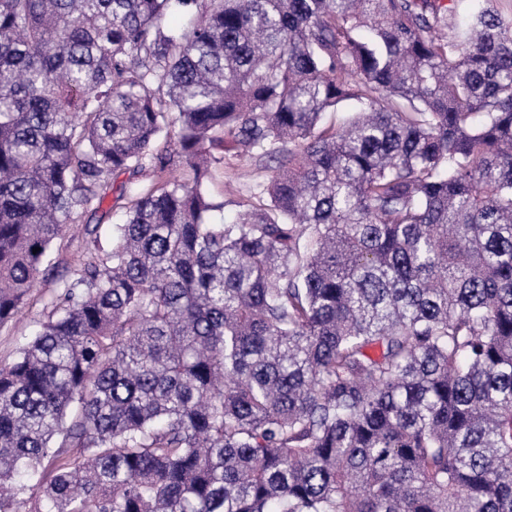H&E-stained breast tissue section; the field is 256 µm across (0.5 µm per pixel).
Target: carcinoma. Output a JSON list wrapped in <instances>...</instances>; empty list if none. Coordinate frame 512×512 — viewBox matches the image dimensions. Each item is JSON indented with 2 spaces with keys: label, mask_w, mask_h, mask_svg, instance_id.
I'll return each instance as SVG.
<instances>
[{
  "label": "carcinoma",
  "mask_w": 512,
  "mask_h": 512,
  "mask_svg": "<svg viewBox=\"0 0 512 512\" xmlns=\"http://www.w3.org/2000/svg\"><path fill=\"white\" fill-rule=\"evenodd\" d=\"M478 2L0 0V326L127 175L0 364V512H512V17ZM250 153H228L224 163L216 165L212 177L206 185L209 196L224 207L212 212L213 222H230L242 212L245 205L256 201L254 194L262 189L272 175L271 166L259 163ZM127 175H121L107 191L106 199L97 212L85 213L80 224H69L63 234L58 237L50 250L45 269L29 296L22 305L17 318L0 327V363H8L17 357L19 349L26 338L35 336L40 329V324L45 320L43 315L44 305L52 294L58 279L66 273L73 262L88 255L92 248L86 228L92 229L100 224L102 241L110 229V224L122 222L124 209L114 207L111 210L119 190L116 189L125 181Z\"/></svg>",
  "instance_id": "carcinoma-1"
}]
</instances>
